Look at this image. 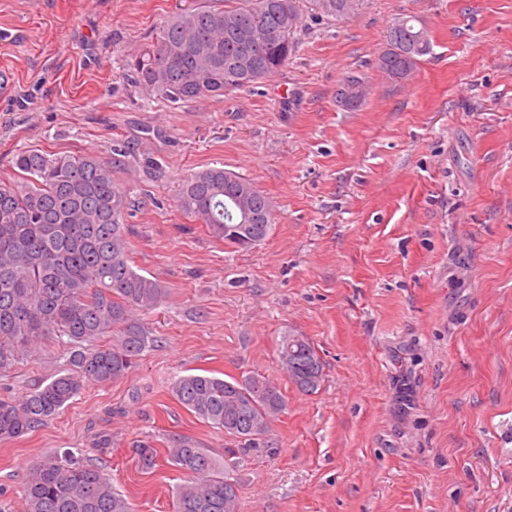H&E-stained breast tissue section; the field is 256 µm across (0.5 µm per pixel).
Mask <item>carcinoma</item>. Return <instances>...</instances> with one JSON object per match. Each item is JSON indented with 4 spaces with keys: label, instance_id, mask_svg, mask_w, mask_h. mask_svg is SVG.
I'll return each instance as SVG.
<instances>
[{
    "label": "carcinoma",
    "instance_id": "cac0c4a2",
    "mask_svg": "<svg viewBox=\"0 0 512 512\" xmlns=\"http://www.w3.org/2000/svg\"><path fill=\"white\" fill-rule=\"evenodd\" d=\"M229 7L201 5L167 19L156 42L126 62L128 80L143 96L179 105L219 98L250 87L279 70L295 48L292 35L302 20L303 0H230ZM326 17L347 18L346 0H313ZM422 21L408 16L387 32L388 50L379 69L403 79L417 59ZM120 158L91 152L48 153L23 148L14 153L17 177L0 181V375L11 372L19 354L36 353L56 337L70 345L69 368L19 400L0 399V441L17 439L44 425L90 385L127 375L152 342L137 313L155 307L166 293L156 277L133 268L126 217L129 192L114 179ZM251 199L254 243L233 238L241 221L233 199ZM176 207L206 225L236 249H249L271 231L274 206L250 180L222 166L187 176ZM100 336L112 345L89 348ZM285 369L298 390L316 392L323 363L300 336L279 344ZM171 394L205 423L256 450L269 419L285 408L280 390L265 376L240 378L188 374ZM145 470L156 466L149 442L133 448ZM168 460L186 476L176 494L177 512H234L235 484L219 461L189 437L173 440ZM26 512H133L101 468L66 448L33 464L23 486Z\"/></svg>",
    "mask_w": 512,
    "mask_h": 512
}]
</instances>
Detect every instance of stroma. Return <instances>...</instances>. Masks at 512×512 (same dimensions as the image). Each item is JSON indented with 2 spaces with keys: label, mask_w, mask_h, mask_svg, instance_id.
I'll return each instance as SVG.
<instances>
[{
  "label": "stroma",
  "mask_w": 512,
  "mask_h": 512,
  "mask_svg": "<svg viewBox=\"0 0 512 512\" xmlns=\"http://www.w3.org/2000/svg\"><path fill=\"white\" fill-rule=\"evenodd\" d=\"M200 2L0 0V180L23 147L108 159L128 146L115 177L136 204L131 260L168 288L126 377L0 442V512H24L28 465L57 448L97 460L134 512H176L173 439L218 457L237 445L173 398L190 373H259L285 398L267 447L229 470L238 512H512V0H365L342 20L308 4L269 78L220 100L144 99L126 58ZM407 16L432 50L393 80L377 62ZM349 75L370 88L354 110L336 101ZM213 165L277 205L251 249L176 208L181 179ZM285 336L313 343L316 393L283 372ZM68 357L58 339L20 355L0 398Z\"/></svg>",
  "instance_id": "stroma-1"
}]
</instances>
